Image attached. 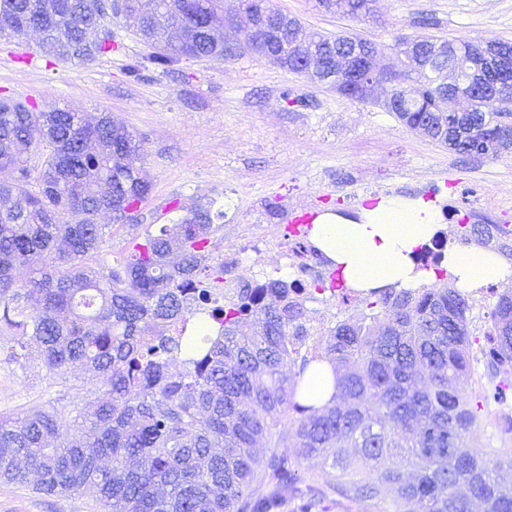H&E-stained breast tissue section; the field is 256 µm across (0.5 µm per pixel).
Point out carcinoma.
Here are the masks:
<instances>
[{
    "label": "carcinoma",
    "mask_w": 512,
    "mask_h": 512,
    "mask_svg": "<svg viewBox=\"0 0 512 512\" xmlns=\"http://www.w3.org/2000/svg\"><path fill=\"white\" fill-rule=\"evenodd\" d=\"M373 0H323L342 15ZM0 0V37L37 28L49 63L88 64L112 52V31L90 30L120 17L150 52L137 73L185 58L224 61V0ZM173 29L192 31L180 44ZM340 36L314 34L319 53ZM448 55L476 63L474 45L448 42ZM389 95L415 99L397 112L407 127L459 155L512 151V113L479 96L467 113L443 112L435 70L414 54ZM42 151L40 165L28 158ZM140 145L101 112L38 110L0 96V350L25 365L37 357L48 375L79 364L102 378V391L77 403L58 395L47 409L0 415V481L52 494L92 488L107 512H315L327 492L298 486L301 459H332L348 480L338 492L382 502L396 512H512V489L497 471L512 451L490 457L466 447L480 415L512 407V294L500 295L480 336L469 329L468 299L448 286L447 238L415 257L433 269L420 288L357 292L334 276L307 284L269 277L244 282L225 299L224 265L206 263L217 246L214 221L224 211L200 205L176 224L133 241L107 272L84 260L101 251L109 224L137 221L150 193ZM483 245L512 252L502 224H486ZM330 292L354 299L360 313L338 322L323 347L310 350L305 302ZM198 319L197 335L181 330ZM486 359L489 386L471 399L472 344ZM331 366L334 391L316 407L300 402L313 364ZM291 412L296 454L276 442L260 461L255 447Z\"/></svg>",
    "instance_id": "cac0c4a2"
}]
</instances>
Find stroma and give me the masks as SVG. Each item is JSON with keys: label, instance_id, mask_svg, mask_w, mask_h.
<instances>
[{"label": "stroma", "instance_id": "1", "mask_svg": "<svg viewBox=\"0 0 512 512\" xmlns=\"http://www.w3.org/2000/svg\"><path fill=\"white\" fill-rule=\"evenodd\" d=\"M298 18L304 33H345L374 42L379 65L398 64L397 46L420 35L478 45L512 41V0H377L374 14H336L322 0H273ZM111 53L90 65L26 59L33 35L0 38V95L39 105L111 113L139 140L142 175L151 192L136 225L113 226L89 257L97 270L115 265L133 238L173 224L197 205L224 212L210 264H224L227 285L240 279L293 276L279 249L284 227L328 208L354 213L368 197L402 194L439 199L450 214L448 243L476 247L464 228L512 225V154L462 156L400 123L383 107L269 63L226 29L234 57L189 59L175 70L133 76L128 65L147 50L123 19H113ZM314 338L356 314L355 303L323 294L308 301ZM45 368L0 364V413L23 415L56 398ZM0 512H96L95 496L34 492L0 483Z\"/></svg>", "mask_w": 512, "mask_h": 512}]
</instances>
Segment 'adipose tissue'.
Returning <instances> with one entry per match:
<instances>
[{"label": "adipose tissue", "mask_w": 512, "mask_h": 512, "mask_svg": "<svg viewBox=\"0 0 512 512\" xmlns=\"http://www.w3.org/2000/svg\"><path fill=\"white\" fill-rule=\"evenodd\" d=\"M443 222L437 200L380 195L355 213L327 210L309 232L311 243L339 269L347 287L357 290L393 285L413 287L418 278L413 254L431 245ZM444 266L456 288L472 292L490 283L512 281V268L489 250L449 249Z\"/></svg>", "instance_id": "adipose-tissue-1"}]
</instances>
